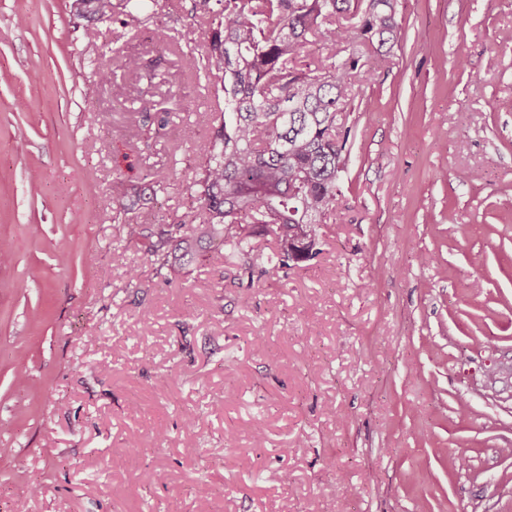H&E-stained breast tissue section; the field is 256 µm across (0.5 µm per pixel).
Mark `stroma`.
Masks as SVG:
<instances>
[{"label": "stroma", "instance_id": "obj_1", "mask_svg": "<svg viewBox=\"0 0 512 512\" xmlns=\"http://www.w3.org/2000/svg\"><path fill=\"white\" fill-rule=\"evenodd\" d=\"M73 2L0 0V512H512V0L353 46L340 203L282 269L128 242L192 207L224 96L181 61L200 0ZM171 230L160 229L154 235L143 234L141 224H126V236L130 242L141 246L144 253L150 258V261L163 268L169 263L168 245L173 238ZM153 236L156 240L153 241Z\"/></svg>", "mask_w": 512, "mask_h": 512}]
</instances>
